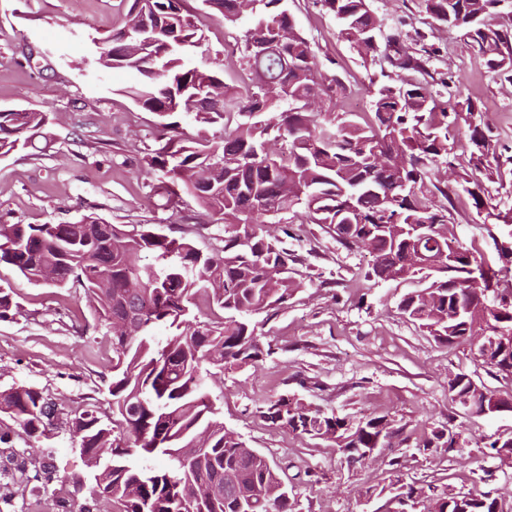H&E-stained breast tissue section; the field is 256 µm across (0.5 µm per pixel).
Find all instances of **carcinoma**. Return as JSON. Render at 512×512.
Returning a JSON list of instances; mask_svg holds the SVG:
<instances>
[{"label": "carcinoma", "mask_w": 512, "mask_h": 512, "mask_svg": "<svg viewBox=\"0 0 512 512\" xmlns=\"http://www.w3.org/2000/svg\"><path fill=\"white\" fill-rule=\"evenodd\" d=\"M122 28L93 40L98 63L131 73L127 93L154 112L170 104L172 121L163 130L177 143L144 158L143 173L171 174L184 192L223 223L222 245L203 251L184 235L171 237L148 224L129 229L88 214L70 224H0V268L38 285L51 269L56 288H81L112 339V396L109 414L94 402L81 404L68 427L85 453L111 450L108 480L81 488L83 475L63 477L72 495L88 493L103 512H171V497L200 482L232 472L218 512H292L281 503L289 492L278 465L254 455L224 427L221 399L210 381L226 370L260 360L263 348L253 316L272 317L302 283L289 264L297 261L285 241L270 233L290 214L317 225L348 251L372 243L376 284L403 271L418 284L398 308L442 345L470 342L472 318H457L458 295L477 280L494 309L479 359L512 380V290L499 282L512 277V253L496 260L473 251L448 226V203L467 193L477 211L491 191L466 178L448 184L440 165L448 163V135L460 113L438 111L437 97L450 82L428 70L433 48L411 54L395 31L385 36V56L404 73L398 84L373 94V112H318L316 98L345 96L346 85L319 67L309 41L295 29L283 0H203L224 21L250 20L243 38L249 83L241 91L224 84L220 72L195 65L182 43L196 37L183 0H128ZM355 47L375 50L382 20L370 0H321ZM426 13L455 32L469 52L485 58L489 70L512 77V0H423ZM258 44L262 55L251 46ZM196 134L183 133L182 119ZM50 124L49 113L0 108V155L26 145ZM220 124L224 134L209 128ZM476 165L498 159L483 129L468 124ZM173 253L177 262L161 268L140 263L141 255ZM19 313L8 280L0 277V319ZM140 320L136 335L112 330L115 320ZM164 321L171 329L168 355L156 354L148 331ZM474 381L464 374L448 380L451 401L471 396ZM58 408L44 392L23 384L0 387V419L8 418L27 438L43 442L55 426ZM258 416L292 434L322 440L337 435L338 451L377 447L392 434L401 447L402 429L386 415L352 422L282 393L257 410ZM448 429L433 427L417 440L425 455L451 453ZM378 491L400 507L417 492L398 471ZM438 512H502L487 493L427 485Z\"/></svg>", "instance_id": "cac0c4a2"}]
</instances>
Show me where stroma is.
Here are the masks:
<instances>
[{
    "label": "stroma",
    "instance_id": "35a3bbf8",
    "mask_svg": "<svg viewBox=\"0 0 512 512\" xmlns=\"http://www.w3.org/2000/svg\"><path fill=\"white\" fill-rule=\"evenodd\" d=\"M186 5L200 37L189 58L220 70L226 86L244 87L242 25L225 23L201 0ZM285 6L322 68L338 71L348 87L345 97L322 101L321 110L370 111L374 90L396 80L384 53L358 52L321 0H286ZM372 7L383 32L399 31L408 51L436 47L431 74L459 80L449 111L474 103L473 123L497 140V192L486 213H477L463 194L449 214L466 243L492 253L488 230L496 213L512 208V82L464 51L420 0H372ZM127 8L126 0H0V107L52 117L48 137L0 157V222L65 224L95 213L113 224H177L206 250L213 245L211 216L185 192H167L163 173L141 171L144 157L168 140L157 113L126 96L127 72L103 71L91 53L92 38L111 35ZM288 247L299 258L296 278L303 286L263 326L262 360L225 371L219 386L225 427L278 464L293 488L295 512H376L380 501L368 492L388 483L395 451L350 467L326 442L294 436L257 416L266 400L285 391L353 421L389 415L412 442L424 429L453 428L461 434V452L400 458L404 481L490 492L512 512V460L484 448L487 438L512 437V412L457 413L448 378L466 374L503 393L512 391V381L492 373L469 346L451 348L426 336L398 308L411 282L365 280L367 252L345 251L314 224L302 225ZM0 276L20 306L19 315L0 320V385L38 388L62 411L51 442L33 448L15 432L14 447L31 448L52 469L40 474L36 492L17 489L9 512H58L60 502L71 499L62 476L86 469L65 414L87 396L107 407L112 345L104 327H93L82 290L34 285L6 268Z\"/></svg>",
    "mask_w": 512,
    "mask_h": 512
}]
</instances>
